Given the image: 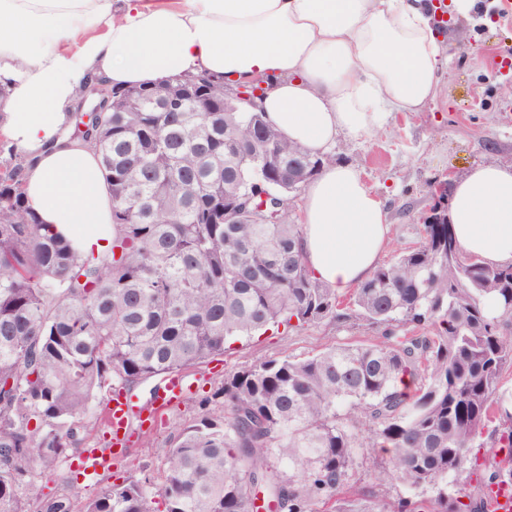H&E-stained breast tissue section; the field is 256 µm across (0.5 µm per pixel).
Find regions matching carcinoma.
I'll list each match as a JSON object with an SVG mask.
<instances>
[{"mask_svg": "<svg viewBox=\"0 0 512 512\" xmlns=\"http://www.w3.org/2000/svg\"><path fill=\"white\" fill-rule=\"evenodd\" d=\"M72 137L94 144L112 199L103 254L42 233L26 158L0 165V512H72L62 460L90 405L232 350L243 337L361 319L376 340L224 376L168 448L157 495L129 478L84 512H492L512 484V264L467 255L453 224L353 289L315 279L295 207L336 154L289 142L263 112H151L149 95ZM278 187L275 224H226L224 199ZM412 391L399 388L403 377ZM222 399V413L206 406ZM480 486L469 489L470 479ZM27 492L21 493V486ZM429 488V499L392 489Z\"/></svg>", "mask_w": 512, "mask_h": 512, "instance_id": "obj_1", "label": "carcinoma"}]
</instances>
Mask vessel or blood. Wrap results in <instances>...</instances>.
<instances>
[{"instance_id": "b4317fda", "label": "vessel or blood", "mask_w": 512, "mask_h": 512, "mask_svg": "<svg viewBox=\"0 0 512 512\" xmlns=\"http://www.w3.org/2000/svg\"><path fill=\"white\" fill-rule=\"evenodd\" d=\"M191 387L192 384L186 374L174 372L166 375L162 386L155 394L153 405L141 406L121 395L113 397L108 409L113 446L118 448L126 446L131 420L137 419L144 423L154 421L160 411L168 409L183 399L190 392Z\"/></svg>"}]
</instances>
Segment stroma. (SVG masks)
<instances>
[{
	"mask_svg": "<svg viewBox=\"0 0 512 512\" xmlns=\"http://www.w3.org/2000/svg\"><path fill=\"white\" fill-rule=\"evenodd\" d=\"M481 11L470 19L447 16L446 28L459 29L448 43L441 97L423 112L392 113L384 129L367 140L340 138L336 159L356 166L383 198L391 223L390 242L382 262L420 239V217L432 203V183L461 176L471 167L497 161L512 164V80L498 76L494 58L512 48V0H480ZM379 327L359 320L322 321L295 334L262 336L236 343L229 355H216L187 370L196 382L193 398L181 400L162 414L155 431L142 435L132 428L121 466L94 478L79 475L72 497L75 512L106 484L133 476L159 487L167 468V448L200 414L199 398L222 386L225 374L272 358H304L334 344L370 340ZM150 451H142L143 440Z\"/></svg>",
	"mask_w": 512,
	"mask_h": 512,
	"instance_id": "obj_1",
	"label": "stroma"
}]
</instances>
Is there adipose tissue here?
<instances>
[{
  "label": "adipose tissue",
  "mask_w": 512,
  "mask_h": 512,
  "mask_svg": "<svg viewBox=\"0 0 512 512\" xmlns=\"http://www.w3.org/2000/svg\"><path fill=\"white\" fill-rule=\"evenodd\" d=\"M434 0H0V134L33 158L25 198L45 232L104 249L112 204L93 145L70 131L76 89L158 84L207 73L257 88L254 104L310 152L365 139L395 112L441 93L447 35ZM302 250L343 294L370 277L388 242L380 196L332 164L305 188ZM463 250L512 263V164L471 168L450 190Z\"/></svg>",
  "instance_id": "1"
}]
</instances>
